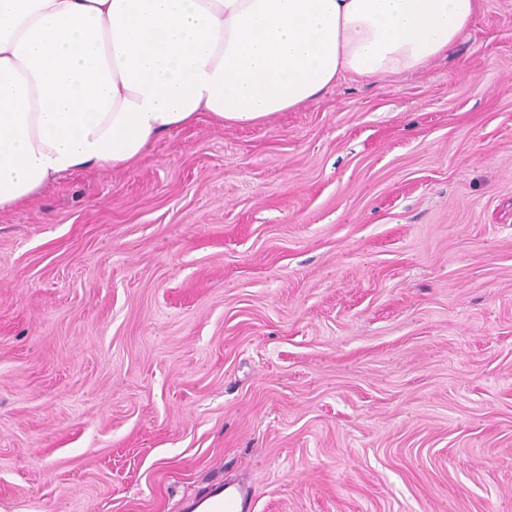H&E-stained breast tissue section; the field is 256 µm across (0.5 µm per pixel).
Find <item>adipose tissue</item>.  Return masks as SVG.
<instances>
[{"instance_id":"ef3b65f1","label":"adipose tissue","mask_w":512,"mask_h":512,"mask_svg":"<svg viewBox=\"0 0 512 512\" xmlns=\"http://www.w3.org/2000/svg\"><path fill=\"white\" fill-rule=\"evenodd\" d=\"M478 0H0V210L128 169L208 116L258 125L351 74L425 69Z\"/></svg>"}]
</instances>
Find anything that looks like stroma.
Segmentation results:
<instances>
[{"mask_svg": "<svg viewBox=\"0 0 512 512\" xmlns=\"http://www.w3.org/2000/svg\"><path fill=\"white\" fill-rule=\"evenodd\" d=\"M512 512V0L452 55L0 211V512ZM206 512H250L251 501L241 487L221 482L212 485L198 502Z\"/></svg>", "mask_w": 512, "mask_h": 512, "instance_id": "35a3bbf8", "label": "stroma"}]
</instances>
